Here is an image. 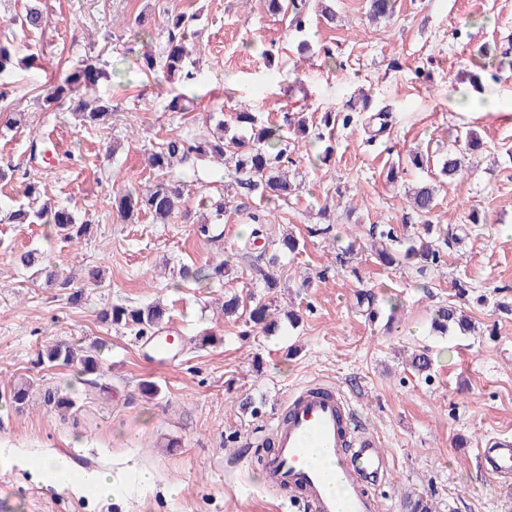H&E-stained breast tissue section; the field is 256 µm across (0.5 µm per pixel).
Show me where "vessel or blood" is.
<instances>
[{
	"mask_svg": "<svg viewBox=\"0 0 512 512\" xmlns=\"http://www.w3.org/2000/svg\"><path fill=\"white\" fill-rule=\"evenodd\" d=\"M270 433L273 451L264 460L268 489L297 493L307 512H336L335 499L325 491L334 482L342 487L348 512H382L372 487L387 478L388 457L378 439L357 426L351 403L339 389L308 385L296 390ZM314 445L332 456L333 467L312 462ZM478 462L490 475L511 474L512 441L491 442Z\"/></svg>",
	"mask_w": 512,
	"mask_h": 512,
	"instance_id": "obj_1",
	"label": "vessel or blood"
}]
</instances>
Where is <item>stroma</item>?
Instances as JSON below:
<instances>
[{"label": "stroma", "instance_id": "obj_1", "mask_svg": "<svg viewBox=\"0 0 512 512\" xmlns=\"http://www.w3.org/2000/svg\"><path fill=\"white\" fill-rule=\"evenodd\" d=\"M330 3L335 23L311 11L299 33L261 0H42L48 26L20 40L42 53V67L0 77L1 96L27 114L26 126L0 130V158L28 170L47 198L77 210L93 231L71 245L44 225L10 223L22 189L16 176L0 181V497H10L8 512H295L265 488L261 461L272 450L277 410L315 380L351 398L388 456L390 474L376 489L383 512H406L408 495L429 498L437 512H512V477L489 476L477 462L488 441L512 439V0H398L394 15L378 22L365 0ZM181 11L198 16L197 80L155 83L136 61L164 49L162 19ZM141 15L152 34L136 42L126 30ZM89 56L106 65L96 95L113 113L79 130L69 113L43 111L37 100ZM182 92L195 112L168 110ZM244 102L265 125L307 115L315 143L292 155L295 195L267 206L197 160L176 168L187 184L184 206L195 213L200 193H227L221 239L197 237L181 218L120 221L110 201L124 183L153 182L145 162L152 144L194 136L203 117L221 119ZM350 102L362 107L359 120L326 131L323 112ZM465 127L483 141L472 171L442 184L430 214L413 212L408 187L437 176ZM35 128L52 146L32 167ZM328 145L329 163L314 164ZM418 153L420 167L411 162ZM269 207L268 235L289 231L300 241L299 253L281 257L273 289L260 276L265 257L244 247L241 229L248 214ZM429 224L445 238L438 263L377 262L373 234L392 230L402 251ZM32 248L55 267L56 285L18 265L17 255ZM221 259L228 273L220 283L179 286L182 264ZM93 269L103 270L105 287L90 285ZM76 290L83 297L73 304ZM362 291L373 294L375 316L358 308ZM234 294L268 304L278 332L225 317L221 305ZM156 301L170 309L163 334L181 340L165 364L148 358V337L100 319L112 304ZM448 303L468 314L474 332L432 333L436 309ZM209 330L218 343L196 346ZM56 342L99 345L110 393H85L72 371L39 362V350ZM423 346L433 358L425 376L404 365ZM146 380L159 386L157 398L142 394ZM25 381L32 396L19 410L9 393ZM57 387L76 396L62 416L43 403L45 389ZM245 399L254 410L241 409ZM18 450L64 453L114 473L131 459L155 482L127 477L106 497L61 493L18 461Z\"/></svg>", "mask_w": 512, "mask_h": 512}]
</instances>
